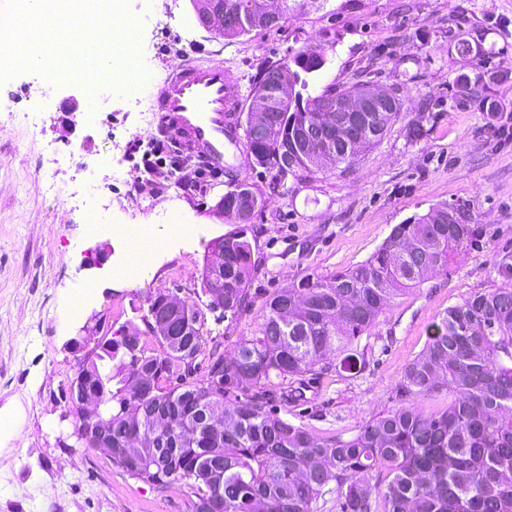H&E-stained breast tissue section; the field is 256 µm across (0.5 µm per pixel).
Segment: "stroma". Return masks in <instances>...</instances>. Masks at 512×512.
<instances>
[{
  "label": "stroma",
  "instance_id": "obj_1",
  "mask_svg": "<svg viewBox=\"0 0 512 512\" xmlns=\"http://www.w3.org/2000/svg\"><path fill=\"white\" fill-rule=\"evenodd\" d=\"M128 8L142 21L137 55L148 74L137 94L116 85L91 94L37 71L0 82V414L14 421L0 444V512H194L180 484L145 485L114 468L104 450L77 443L66 397L76 366L70 342L83 327L96 323L110 335L132 330L157 292L198 301L209 244L232 228L213 214L227 178H212L196 160L175 170L168 144L148 175L150 207L125 210V179L142 162L133 146L156 133L153 91L176 55L224 62L246 95L268 64L316 46L327 57L316 89L370 81L404 101L379 142L347 171L323 169L277 190L273 172L241 163L239 178L263 193L265 204L248 233L251 306L233 319L206 315L225 350L257 335L264 301L276 290L364 261L394 225L435 204L463 208L487 229L486 246L398 299L355 340L359 369L333 360L328 369L284 381L269 406L290 421L347 439L404 404L399 382L426 347L432 324L494 287L496 258L512 252V77L489 84L495 112L454 96L459 75L493 73L502 51L512 52V0H326L322 9L289 15L280 30L223 39L197 24L190 0H128ZM452 30L470 40V56L449 42ZM93 106L101 123L84 127L81 115ZM33 108L44 112L38 135L20 118ZM414 124L427 131L415 144L407 139ZM80 162L85 170H77ZM193 178L199 187L186 188ZM76 190L106 227L97 238H87L82 211L71 207ZM171 212L193 227L192 235L173 232L165 222ZM129 218L160 245L159 254L108 232ZM126 257L138 272L115 276L113 267ZM87 282L92 295L73 309Z\"/></svg>",
  "mask_w": 512,
  "mask_h": 512
}]
</instances>
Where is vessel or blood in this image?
Listing matches in <instances>:
<instances>
[{
    "label": "vessel or blood",
    "mask_w": 512,
    "mask_h": 512,
    "mask_svg": "<svg viewBox=\"0 0 512 512\" xmlns=\"http://www.w3.org/2000/svg\"><path fill=\"white\" fill-rule=\"evenodd\" d=\"M158 132L170 144L194 152L210 173L220 176L242 153L237 134L241 86L221 62L175 67L154 96Z\"/></svg>",
    "instance_id": "1"
}]
</instances>
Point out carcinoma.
I'll use <instances>...</instances> for the list:
<instances>
[{"label": "carcinoma", "mask_w": 512, "mask_h": 512, "mask_svg": "<svg viewBox=\"0 0 512 512\" xmlns=\"http://www.w3.org/2000/svg\"><path fill=\"white\" fill-rule=\"evenodd\" d=\"M251 0H192L197 12L231 6L239 13ZM282 14L258 26L243 22L224 29L238 38L282 26L304 0H282ZM323 49L308 47L288 60L266 66L251 88L248 106L275 99L282 77L296 85V99L258 140L244 137L248 163L275 172L274 187L324 167L349 169L355 156L381 137L403 109L394 97L389 112L369 113V130L357 145L340 137L322 155L285 160L301 130L340 112H318L316 102L343 98L367 84L327 87L313 82L326 65ZM458 94L481 111L499 108L484 76L462 74ZM247 210L226 213L235 224L224 234V269L203 271L202 294L224 293V315L246 311L254 268L248 224L265 198L245 179L227 186L224 200L239 196ZM481 224L456 207L435 206L395 225L384 243L363 262L336 273L307 277L265 300L258 335L241 340L224 356L208 344L204 311L182 302L194 335L172 341L151 330L155 304L148 300L138 337H101L102 353L112 358V383L103 402L112 407V465L161 488L181 482L195 497L194 512H314L327 490L336 492L340 512H512V253L500 256V283L444 311L425 349L406 366L399 389L407 397L446 391L448 406L424 414L400 406L365 422L349 439L323 438L265 408L266 396L290 377L304 376L340 358L357 366L354 341L369 332L395 301L420 287L429 274L448 269L456 257L483 244ZM208 354L214 377L195 378L188 359ZM147 381L129 392V382ZM223 415L224 434L205 429L210 414ZM144 435L151 446L130 449L128 440Z\"/></svg>", "instance_id": "1"}]
</instances>
